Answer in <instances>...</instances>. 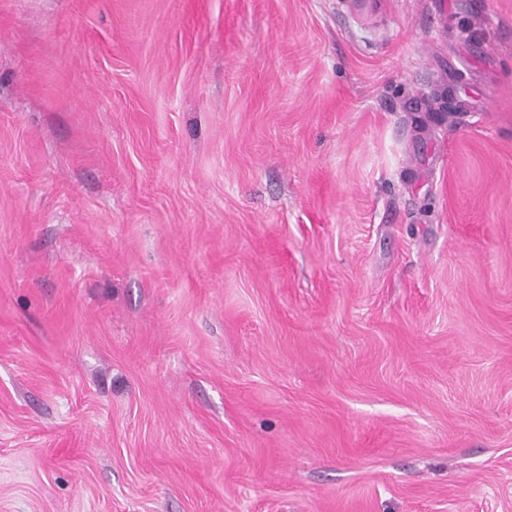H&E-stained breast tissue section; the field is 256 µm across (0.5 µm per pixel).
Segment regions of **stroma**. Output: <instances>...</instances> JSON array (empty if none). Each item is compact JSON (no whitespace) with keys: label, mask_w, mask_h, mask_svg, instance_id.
Instances as JSON below:
<instances>
[{"label":"stroma","mask_w":512,"mask_h":512,"mask_svg":"<svg viewBox=\"0 0 512 512\" xmlns=\"http://www.w3.org/2000/svg\"><path fill=\"white\" fill-rule=\"evenodd\" d=\"M0 512H512V0H0Z\"/></svg>","instance_id":"stroma-1"}]
</instances>
